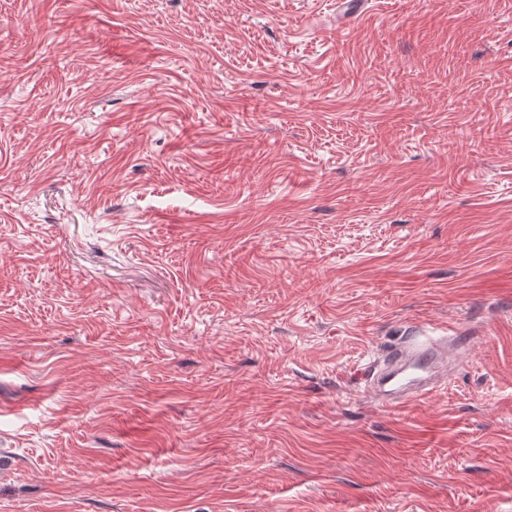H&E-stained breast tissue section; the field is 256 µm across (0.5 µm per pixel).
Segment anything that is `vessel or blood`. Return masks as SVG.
Masks as SVG:
<instances>
[{
	"instance_id": "1",
	"label": "vessel or blood",
	"mask_w": 512,
	"mask_h": 512,
	"mask_svg": "<svg viewBox=\"0 0 512 512\" xmlns=\"http://www.w3.org/2000/svg\"><path fill=\"white\" fill-rule=\"evenodd\" d=\"M451 353V345L433 338L394 345L384 369L369 376L373 397L384 408H397L430 397L436 389V375Z\"/></svg>"
}]
</instances>
